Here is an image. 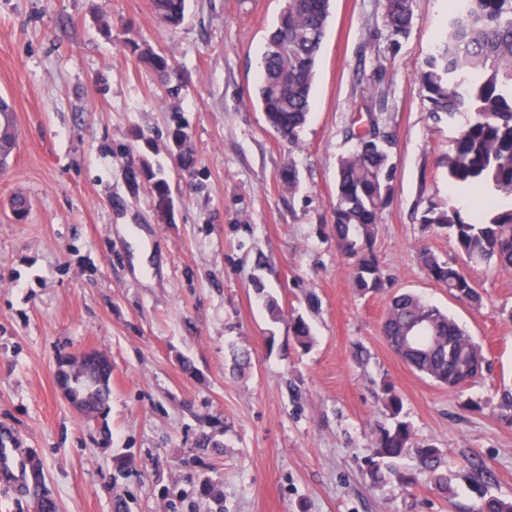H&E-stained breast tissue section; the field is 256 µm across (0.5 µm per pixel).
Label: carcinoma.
<instances>
[{"label":"carcinoma","mask_w":512,"mask_h":512,"mask_svg":"<svg viewBox=\"0 0 512 512\" xmlns=\"http://www.w3.org/2000/svg\"><path fill=\"white\" fill-rule=\"evenodd\" d=\"M415 0H386L385 22L391 46L408 34ZM185 0H153L156 19L177 26L185 14ZM330 0H288L269 32L256 100L267 124L291 147L312 108L316 61L329 18ZM139 60L159 75L170 67L167 56L147 44L133 43ZM417 83L428 112L448 118L456 128L452 148L443 158L454 191L469 197L463 211L452 202L431 201L421 223L452 231L465 260L512 271V0H467L465 9L449 0L448 20L417 72ZM351 150L336 163L335 201L327 238L344 257L353 286L361 293H377L385 278L373 251L383 211L393 195L392 133L371 124L351 134ZM17 142L11 107L0 98V162L6 163ZM157 192L169 184L162 170L144 164L140 170ZM282 186L296 190L299 174L290 163L280 172ZM429 277L454 298L477 302L474 283L451 260L429 249L419 254ZM300 347L312 343L311 329L301 316L289 319ZM381 333L392 351L411 370L442 387L456 390L483 376L485 356L467 331L446 311L409 292L390 300ZM104 385L93 387L77 365L59 362L58 382L75 398L92 403L93 413L105 410L111 396L112 367L101 369ZM382 405L391 420L380 430L367 475L374 482L390 476L401 485L411 478L397 464L414 452L421 467L435 473L438 490L448 493V477L438 472L441 453L432 444H416L403 419L401 398L392 386L383 388ZM32 500L40 512H57V503L41 473L31 480ZM477 512H512V501L480 496Z\"/></svg>","instance_id":"1"}]
</instances>
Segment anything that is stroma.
I'll return each instance as SVG.
<instances>
[{"label": "stroma", "instance_id": "obj_1", "mask_svg": "<svg viewBox=\"0 0 512 512\" xmlns=\"http://www.w3.org/2000/svg\"><path fill=\"white\" fill-rule=\"evenodd\" d=\"M384 0H331L313 108L292 148L256 102L262 57L283 0H188L159 24L151 0H0V96L18 146L0 175V430L40 462L58 512H476L481 492L512 500V272L463 262L449 230L426 228L428 202L455 199L441 165L456 134L423 103L416 74L448 0H416L391 47ZM168 56L158 76L129 39ZM373 113L395 136L393 199L374 250L384 291L358 294L327 241L336 162ZM184 127L192 175L169 153ZM164 168L162 215L143 163ZM295 163L301 186L279 172ZM25 196L16 218L12 200ZM461 263L481 305L428 276L421 248ZM417 293L483 348V379L451 392L412 372L380 333L390 298ZM275 297L285 318L272 322ZM305 317L310 350L288 318ZM251 363L233 370L234 352ZM87 350L112 364L102 417L61 395L56 362ZM403 400L416 443L443 453L452 492L407 456L412 479L371 482L389 421L383 384ZM223 450L200 449L203 435ZM131 463L124 472L116 459ZM482 482H474L475 473Z\"/></svg>", "mask_w": 512, "mask_h": 512}]
</instances>
